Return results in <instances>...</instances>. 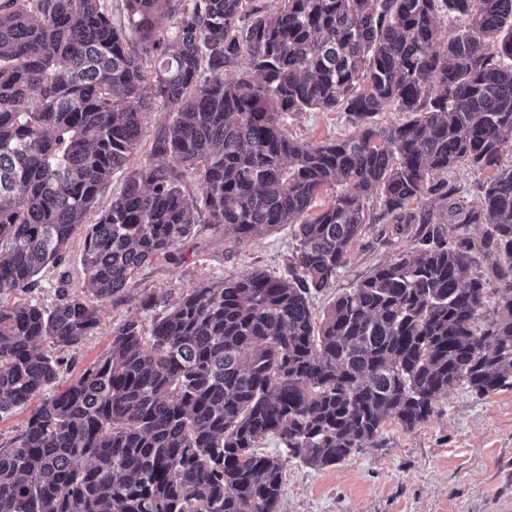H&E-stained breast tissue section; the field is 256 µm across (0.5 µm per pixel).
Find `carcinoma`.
Segmentation results:
<instances>
[{
    "instance_id": "carcinoma-1",
    "label": "carcinoma",
    "mask_w": 512,
    "mask_h": 512,
    "mask_svg": "<svg viewBox=\"0 0 512 512\" xmlns=\"http://www.w3.org/2000/svg\"><path fill=\"white\" fill-rule=\"evenodd\" d=\"M121 2L117 25L103 0H0V416L56 380L43 341L93 335L196 225L244 240L296 224L295 262L145 298L151 323L116 327L111 352L0 447V512H279L289 459L340 463L389 419L428 421L457 384L512 385V0ZM446 18L462 25L443 39ZM150 100L168 120L131 168ZM308 110L360 133L298 141L288 115ZM462 165L494 170L472 202L448 182ZM380 223L417 225L413 250L316 321L309 298ZM461 224L481 236L455 242ZM79 227L82 292L11 302ZM266 435L286 456L256 452Z\"/></svg>"
}]
</instances>
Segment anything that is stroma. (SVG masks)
Segmentation results:
<instances>
[{"mask_svg":"<svg viewBox=\"0 0 512 512\" xmlns=\"http://www.w3.org/2000/svg\"><path fill=\"white\" fill-rule=\"evenodd\" d=\"M288 126L294 138L310 142L358 132L344 112H298L289 115ZM83 239L82 232H75L61 265L39 273L37 288L27 295L30 302L52 308L61 274H68L72 286L81 285ZM413 246L409 235L396 233L390 225H368L331 287L312 298L314 316L322 317L338 295ZM295 248L289 226L244 241L213 227L202 228L177 247L173 257L136 272L125 292L102 309L94 335L54 350L63 364L52 391L65 390L109 351L115 326L129 319L149 322L150 313L141 306L144 295L174 300L202 281L255 268L283 275ZM508 504L512 505V386L479 396L459 385L440 398L427 422L407 430L387 421L375 443L344 462L316 468L288 461L279 512H504Z\"/></svg>","mask_w":512,"mask_h":512,"instance_id":"stroma-1","label":"stroma"}]
</instances>
